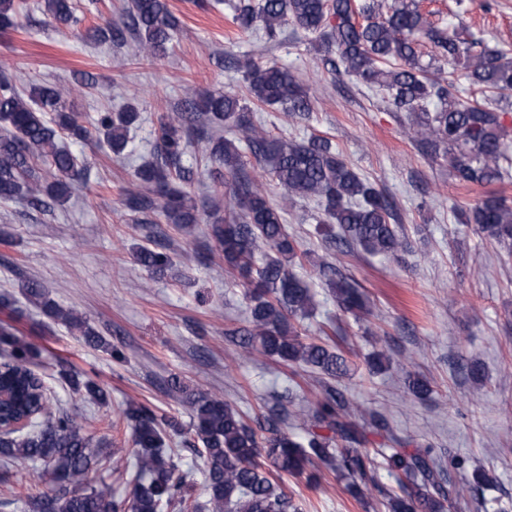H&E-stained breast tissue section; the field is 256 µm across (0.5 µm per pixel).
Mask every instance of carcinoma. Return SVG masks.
Here are the masks:
<instances>
[{
	"label": "carcinoma",
	"instance_id": "carcinoma-1",
	"mask_svg": "<svg viewBox=\"0 0 512 512\" xmlns=\"http://www.w3.org/2000/svg\"><path fill=\"white\" fill-rule=\"evenodd\" d=\"M230 8L231 21L241 33L259 29L274 39L291 25L311 38L313 48L336 52L343 73L382 92L391 111L404 113L405 129L420 151L432 160L448 161L459 183L489 186L509 179L512 127L501 116V103L512 106V54L507 50L488 46L469 27L432 25L419 0H237ZM41 10L60 32L79 22L73 0H43ZM21 13L19 0H0V32L17 28ZM124 16L125 29L136 36L138 51L145 56L165 52L179 30L167 0H127ZM123 30L109 20L91 28L89 38L115 41ZM424 42L431 47L427 55L421 51ZM236 67L243 73L246 97L206 91L190 111L160 118L155 158L136 169L142 190L127 194L124 205L139 224L162 219L183 230L200 223V214H205L218 256L246 287L250 325L241 341L244 352L256 349L285 365H304L336 380L350 372L351 361L336 346L305 334L303 321L317 308L316 293L295 272L307 254L285 228L286 207L297 199L316 201L330 245L399 259L410 243L398 224L394 202L356 172L331 141L273 137L254 125L250 112L255 106L312 110L308 91L290 70L250 58L237 61ZM94 85L83 74L67 86L40 84L26 90L0 73V202L26 197L34 206L49 207L70 197L82 169L59 145L62 132L84 139L92 126L115 156L124 154L129 131L140 119L138 106L99 112L88 127L72 99ZM204 119L233 127L240 137L209 135ZM197 142L203 144L208 162L228 177L200 204L187 191L195 172L185 163L188 149ZM264 173L276 181L281 202L271 199L262 182ZM226 187L232 197L227 206ZM461 220L512 255V201L504 195L490 193L461 212ZM137 259L151 274H162L173 264L169 252L148 248ZM325 285L342 313L357 322L369 313L362 293L348 278H329ZM21 292L43 315L121 359L86 317L56 303L40 281H24ZM39 357L35 345L0 329V375L17 391L9 411L34 423L30 432L0 435V464L7 468L30 462L57 485L52 494L27 496L24 512H119L109 485L88 482L92 467L108 460L102 455L106 442L52 402L49 386L33 369ZM365 363L374 375L386 369L390 356L372 352ZM59 376L93 403L108 404V391L93 379L64 366ZM169 389L189 407L190 432L202 445L198 452L204 460L208 512H297L281 475L315 481L317 462L347 480L352 497L364 500L374 465L366 430L387 428L379 411L352 406L328 385L315 401L265 416L270 436L261 442L243 413L221 395L192 388L177 376L170 379ZM407 393L424 401L432 387L417 373L410 377ZM123 419L132 431L136 457L128 471L130 512H163L175 502H187L186 473L165 447L167 432H180V423L135 403L123 410ZM319 428L333 437L318 433ZM389 440L394 447L381 456L399 492L386 498L387 512H446L448 504L472 496L489 481L483 469L469 473L466 460L453 457L450 467L465 473L457 481L431 450L409 453L398 447L396 437Z\"/></svg>",
	"mask_w": 512,
	"mask_h": 512
}]
</instances>
